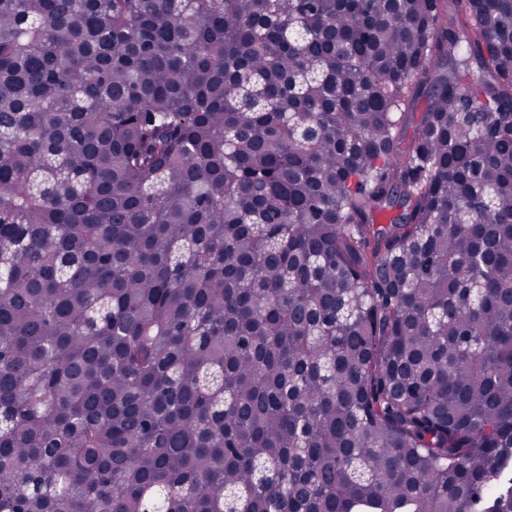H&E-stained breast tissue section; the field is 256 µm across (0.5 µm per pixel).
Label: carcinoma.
I'll use <instances>...</instances> for the list:
<instances>
[{"instance_id": "carcinoma-1", "label": "carcinoma", "mask_w": 512, "mask_h": 512, "mask_svg": "<svg viewBox=\"0 0 512 512\" xmlns=\"http://www.w3.org/2000/svg\"><path fill=\"white\" fill-rule=\"evenodd\" d=\"M0 512H512V0H0Z\"/></svg>"}]
</instances>
